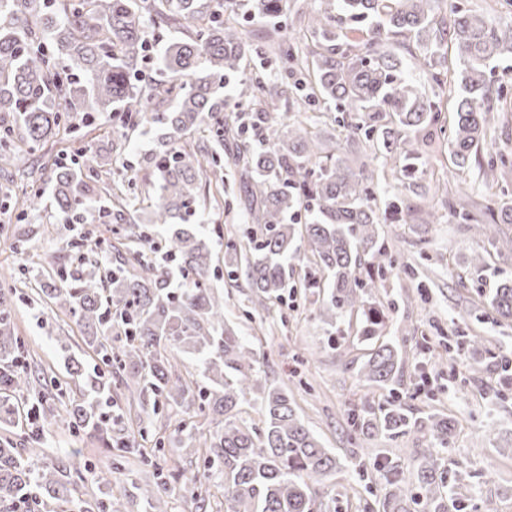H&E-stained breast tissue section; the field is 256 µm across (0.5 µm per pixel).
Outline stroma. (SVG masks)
<instances>
[{
	"label": "stroma",
	"mask_w": 512,
	"mask_h": 512,
	"mask_svg": "<svg viewBox=\"0 0 512 512\" xmlns=\"http://www.w3.org/2000/svg\"><path fill=\"white\" fill-rule=\"evenodd\" d=\"M492 84L500 88L506 105L496 120L493 147L512 159V59L498 65ZM310 113L318 118L316 132L324 154L339 157L353 170L370 161L373 147L340 136L336 124L320 120V108H311ZM449 163L448 150L443 147L414 179L379 173L380 184L414 205L416 211L408 224L384 227L388 243L399 252L406 269L388 276L376 299L389 314V339L404 344L398 391L407 411L415 417L448 416L456 421L444 455V471L467 472L461 494L480 512H512V394L504 400L495 396L501 368L505 360L512 359V328L491 327V311L479 297L470 274L472 257L487 245L485 226L491 221V210L505 202L512 204V175L486 178L475 161L457 172L456 180L467 192L473 216L465 224L449 212L447 195L435 190ZM28 187L25 181L8 183L0 173V196L8 192L13 197L9 211L0 215L7 227L0 235V270L28 285L26 299L13 306L15 332L28 342L36 362L55 378L54 384L42 388L40 396L20 399V408L31 412L38 410L40 401L55 402L59 389L71 386L68 360L91 366L96 356L87 352L78 331H71L69 340H61L58 327L63 313L35 296L41 278L39 263L53 255L64 256L72 233L50 209L17 221L19 200ZM202 214V231L211 236L216 255H223L229 240L247 247V226L239 210V173L233 164H225L224 191L217 199L207 200ZM16 225L27 241L23 256L16 253L8 233ZM423 254L429 261L422 267L418 261ZM217 286L224 293L225 321L243 341L265 355L262 385L286 388L305 425L324 447L346 460V467L329 473L323 482L327 494L336 500V512H368L370 493L382 490L384 480L367 449L382 450L406 466L412 463L416 449L425 445L416 434L395 440L353 435L347 422L349 412L387 396L386 391L369 387L357 375L369 346L348 335L339 348H332L328 327L314 315L310 297L300 290H287L281 303L256 311L243 272L223 275ZM454 326L460 335L480 337L486 345L478 371H471L469 356L449 351V333ZM73 448L83 450L91 468L86 482L78 485V493H97L96 481L103 478L111 481L121 512H148L140 491L143 467L135 459L119 458L116 450L97 436L76 434L57 423L37 446L40 458L58 464L66 462ZM490 468L496 476L494 483L487 484L483 474Z\"/></svg>",
	"instance_id": "35a3bbf8"
}]
</instances>
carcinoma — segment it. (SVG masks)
<instances>
[{"instance_id":"1","label":"carcinoma","mask_w":512,"mask_h":512,"mask_svg":"<svg viewBox=\"0 0 512 512\" xmlns=\"http://www.w3.org/2000/svg\"><path fill=\"white\" fill-rule=\"evenodd\" d=\"M439 0H307L299 23L288 22L289 0H0V153L13 166L47 139L76 138L97 114H107L117 136L96 150L76 149L71 165L53 163L50 206L80 224L105 220L113 239L95 244L101 260L84 267V239L68 245L75 273L65 267L43 275L36 294L65 310L79 328L85 346L103 367L92 372L74 361L69 374L81 397L59 409L44 406L35 415L40 428L66 417L68 426L110 441L119 435L120 451L153 468L143 497L149 512H170L180 490L178 467L161 478L157 455L165 441H196L198 427L179 420L167 438L151 449L130 448L120 436V417L104 412L100 398L117 377L129 396L150 414L195 408L209 424L201 434L204 469L222 478L224 512H325L317 486L339 458L305 426L288 391L270 387L260 397V424L242 416L241 405L254 388L264 356L246 345L224 323V294L211 285L216 277L214 253L189 221L200 214L199 202L224 159L241 169V203L250 257L237 245L224 249V266L246 262V279L254 309L281 298L294 264L313 267L301 288L315 300L316 313L330 328L356 315V336L372 344L358 375L389 390L377 409L348 414L361 435L396 438L421 435L428 447L414 469L376 455L386 485L376 512H464L455 487L466 473L445 481L441 454L454 436L449 418H412L394 384L400 369L397 350L384 340L388 317L372 302L386 275L399 268L381 231L375 201V169L352 171L338 159L322 155L311 125L287 123L285 115L324 104L345 138L361 137L394 156V169L412 174L428 159L425 131L445 133L441 101L418 90L401 69L395 48L408 50L413 65L427 69L433 83L448 86L443 45L453 38L461 70L454 101L451 163L461 170L478 157L492 129L500 92L486 83V68L512 58V21L500 23L454 7L452 17L437 11ZM278 20L271 43L263 46L237 28L241 10ZM371 24L358 36L347 21ZM175 28L180 36L158 62L159 78L143 81L149 58L148 26ZM416 40L415 49L406 44ZM282 63L280 78L241 80L233 87L234 104L224 96L230 79L266 49ZM250 112L255 139L241 138L240 111ZM11 120H3V116ZM143 126L155 146L139 165L154 177L143 192L114 189L103 176L122 154L128 131ZM111 208L97 206L100 193ZM149 214L147 224L135 217ZM512 224V206H503L488 225L492 250L472 262L473 280L482 283L492 252L508 241L498 225ZM16 287L0 288V423L24 426L16 398L30 390L28 349L15 336L12 299ZM496 324L512 322V280H499L486 294ZM123 346L112 349V334ZM198 356L207 386L193 384L174 371L180 353ZM89 464L78 449L66 466L34 465L27 449L9 434L0 436V512H20L37 503L32 488L54 503L69 502ZM417 484L420 496L409 490ZM118 499L90 495L75 512H120Z\"/></svg>"}]
</instances>
